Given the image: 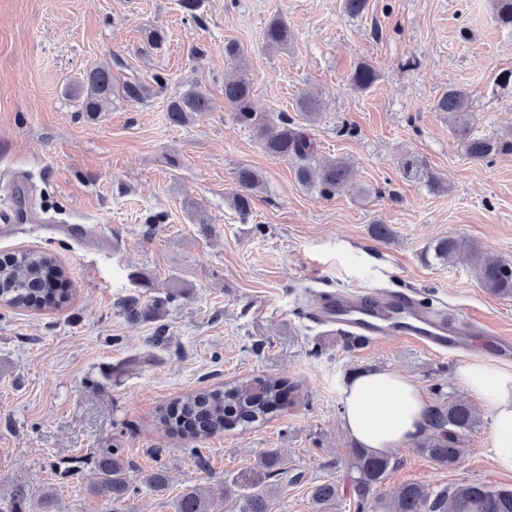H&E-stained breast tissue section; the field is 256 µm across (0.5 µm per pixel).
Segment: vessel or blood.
Here are the masks:
<instances>
[{"label":"vessel or blood","mask_w":512,"mask_h":512,"mask_svg":"<svg viewBox=\"0 0 512 512\" xmlns=\"http://www.w3.org/2000/svg\"><path fill=\"white\" fill-rule=\"evenodd\" d=\"M315 319L348 336L380 341L398 336L416 347L445 354L467 336H485L491 351L512 355V336L494 333L473 317L460 318L424 307L413 295L382 289H350L322 300Z\"/></svg>","instance_id":"obj_1"}]
</instances>
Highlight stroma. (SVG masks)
<instances>
[{"instance_id": "obj_1", "label": "stroma", "mask_w": 512, "mask_h": 512, "mask_svg": "<svg viewBox=\"0 0 512 512\" xmlns=\"http://www.w3.org/2000/svg\"><path fill=\"white\" fill-rule=\"evenodd\" d=\"M276 16L292 38L273 51L264 30ZM149 28L166 33L162 48L148 46ZM230 42L248 51L257 111L294 118L302 95L320 96L322 117L307 129L317 156L349 161L367 197L321 198L234 121ZM363 61L380 79L358 92L349 76ZM97 65L149 84V97L82 112L79 83ZM511 69L512 30L496 25L491 0H368L358 17L342 0H203L193 16L178 0H0V208L17 172L48 217L0 226V253L52 254L71 292L59 311L0 304V500L21 487L30 512L49 494L56 512H106L89 485L94 456L109 448L135 472L168 477L158 490L134 484L121 512H175L194 488L210 512H239L255 490L269 493L271 512H316L310 492L325 481L339 488L328 512H355L341 384L366 369L400 371L430 405L462 400L480 416L455 466L406 450L378 498L409 483L512 488L488 451L489 411L455 379L465 356L393 338L361 344L310 316L350 288L409 289L427 307L512 334V298L481 288L467 258L444 263L432 250L455 236L512 262V154L469 159L434 109L460 85L475 134L512 131V87L496 83ZM188 90L212 108L172 124L168 104ZM409 155L443 190L404 177ZM243 165L264 180L245 221L231 206ZM375 223L391 238L373 237ZM252 376L293 383L295 401L202 441L158 421L187 393ZM269 452L272 476L261 465Z\"/></svg>"}]
</instances>
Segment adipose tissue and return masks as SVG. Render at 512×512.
<instances>
[{
	"label": "adipose tissue",
	"instance_id": "adipose-tissue-1",
	"mask_svg": "<svg viewBox=\"0 0 512 512\" xmlns=\"http://www.w3.org/2000/svg\"><path fill=\"white\" fill-rule=\"evenodd\" d=\"M459 384L474 393L491 414L489 451L496 465L512 471V366L474 360L457 371ZM342 425L355 443L387 454L419 437L429 403L421 388L396 370L353 376L341 390Z\"/></svg>",
	"mask_w": 512,
	"mask_h": 512
}]
</instances>
